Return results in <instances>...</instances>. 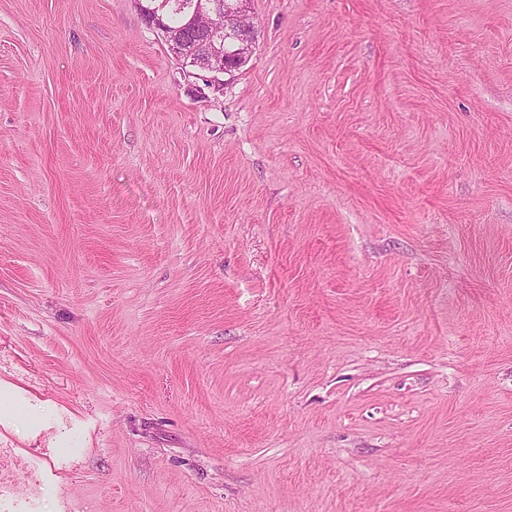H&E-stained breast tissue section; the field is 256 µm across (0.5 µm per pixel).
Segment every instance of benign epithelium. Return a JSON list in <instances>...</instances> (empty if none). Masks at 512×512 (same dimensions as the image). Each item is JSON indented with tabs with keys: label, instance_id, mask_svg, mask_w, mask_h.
<instances>
[{
	"label": "benign epithelium",
	"instance_id": "benign-epithelium-1",
	"mask_svg": "<svg viewBox=\"0 0 512 512\" xmlns=\"http://www.w3.org/2000/svg\"><path fill=\"white\" fill-rule=\"evenodd\" d=\"M249 0H199L189 23L191 27L206 36L201 44L188 48L179 37L164 31L156 13L145 15V19L164 32L170 51L177 59L186 55L193 57L192 67L207 73L206 81L218 89L223 85L221 76L232 71L225 59L233 55L247 59L256 41V30L249 10Z\"/></svg>",
	"mask_w": 512,
	"mask_h": 512
}]
</instances>
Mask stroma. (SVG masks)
<instances>
[{"instance_id": "1", "label": "stroma", "mask_w": 512, "mask_h": 512, "mask_svg": "<svg viewBox=\"0 0 512 512\" xmlns=\"http://www.w3.org/2000/svg\"><path fill=\"white\" fill-rule=\"evenodd\" d=\"M0 0V512H512V0ZM139 1H141V11L142 8L157 10L166 30L179 35L188 45L202 42L203 36L199 33L206 36L204 42L189 49L181 38L166 32L156 17L155 11L151 14L143 13L148 23H151L149 25L156 26L164 33L174 56L180 60L185 55H191L194 59L192 67L209 74L205 76L206 81L214 89L219 90L224 84L220 76L233 70L228 65L239 68L240 60L235 57H240L241 61H244L253 50L256 30L248 10L249 0H232V5L228 1L224 3L213 0H166L165 6H163L165 3L163 0H138V4ZM160 4L162 9L159 10ZM225 14L231 16L232 24L229 31L224 24ZM227 38L230 39L229 42L226 41ZM229 55L235 57L227 58ZM225 59L228 65L224 62Z\"/></svg>"}]
</instances>
